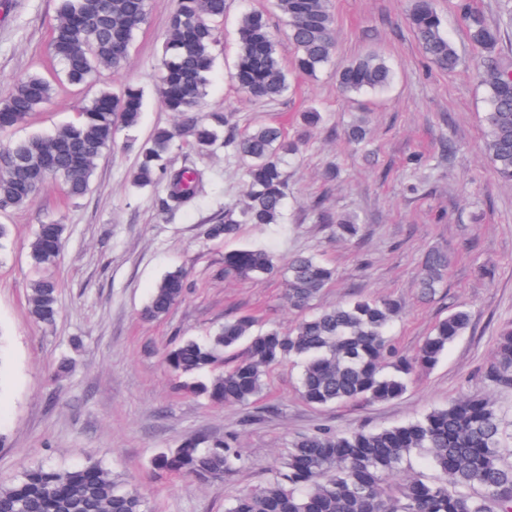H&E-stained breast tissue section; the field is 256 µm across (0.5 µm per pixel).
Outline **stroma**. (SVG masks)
<instances>
[{
    "label": "stroma",
    "instance_id": "stroma-1",
    "mask_svg": "<svg viewBox=\"0 0 512 512\" xmlns=\"http://www.w3.org/2000/svg\"><path fill=\"white\" fill-rule=\"evenodd\" d=\"M335 17L336 52L316 76H295L274 102L244 97L229 78L241 15L269 12L276 28L284 21L271 0H227L218 28L216 64L209 76L205 112H229L237 130L258 123L283 126L300 146L285 164L286 220L242 225L231 241L208 238L206 224L245 192L244 168L223 144L201 152L185 145L171 155L174 167L200 170L203 183L192 206L179 215L163 211L156 189H136V150L159 126L171 125L157 94L163 42L175 0H149V18L136 32L126 65L100 75L98 85L144 89L140 125L117 134L114 147L97 159L90 191L67 199L57 183L45 186L35 203L0 217L10 230L0 252V483L44 464L67 468L93 458L122 486L138 489L151 512H224L225 500L264 484L293 440L321 428L347 432L407 423L461 396L489 392L512 424V387L488 388L483 375L498 338L512 329V183L502 182L484 154L482 117L487 89L473 66L474 51L459 21V0H433L464 65L448 74L425 59L407 21L408 0H329ZM56 0H0V99L18 76L52 73L49 23ZM369 51L394 71L382 91L342 94L336 71ZM93 90L57 83L51 103L27 124L0 133L2 141L48 134L75 121ZM323 120L310 127L303 111ZM367 117L372 161H364L346 137ZM457 151L444 156L442 142ZM420 155L435 170L416 194L406 191L409 158ZM339 164L335 182L324 168ZM321 201L332 214H354L361 232L337 238L334 225L317 222L309 208ZM67 227L53 269L60 283L61 314L53 327L36 324L28 312L32 277L28 247L38 224ZM262 248L279 265L297 253L315 256L336 271L316 308L355 296L387 298L403 314L393 328L401 354H413L435 323L457 307L469 308L470 328L432 369L414 377L402 397L384 403L351 402L315 408L298 392L299 368L284 362L270 370L264 391L246 405H222L190 395L164 361L181 337L208 336L225 317L241 312L262 326L289 330L302 313L284 297L281 274L258 278L225 275L224 255ZM432 248L452 258L447 280L435 298L422 300L418 278ZM186 271L189 290L169 313L144 319L141 310L166 271ZM69 360V374L57 375ZM234 435L244 457L223 480L200 483L157 479L151 461L162 449L203 435Z\"/></svg>",
    "mask_w": 512,
    "mask_h": 512
}]
</instances>
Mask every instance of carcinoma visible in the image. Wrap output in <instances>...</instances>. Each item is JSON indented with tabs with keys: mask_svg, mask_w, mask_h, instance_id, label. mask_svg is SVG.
<instances>
[{
	"mask_svg": "<svg viewBox=\"0 0 512 512\" xmlns=\"http://www.w3.org/2000/svg\"><path fill=\"white\" fill-rule=\"evenodd\" d=\"M286 22L295 49L293 71L314 76L335 53V19L328 0H273ZM225 0H176L165 37L158 93L176 121L154 129L139 147L133 176L138 188L163 187L160 205L174 215L197 197L201 173L174 168L170 155L181 142L206 150L224 138V149L244 163L246 200L224 209L208 225L211 239L235 237L242 224L267 226L285 221V156L299 144L273 125L258 123L243 133L230 126L226 113H203L207 76L213 68L216 24L224 20ZM148 0H57L50 22V55L73 86L117 70L129 55L134 33L148 19ZM460 20L477 51L489 108L484 116L485 151L497 177L512 183V70L501 66V29L468 3L459 5ZM408 20L424 56L442 71L453 72L462 58L442 28L433 0H409ZM231 78L247 96L272 101L290 86L293 71L278 54V38L267 15L249 11L239 22ZM393 70L378 53H368L336 72L345 93L383 90ZM55 79L40 73L17 78L11 94L0 100V130L25 124L54 94ZM144 91L128 85L116 93L100 89L77 119L51 135H32L0 146V213L32 205L50 180L72 200L90 189L98 157L111 148L117 130L138 126ZM317 219L336 224V236L352 239L361 225L354 217L332 218L314 206ZM66 225H38L29 243L36 276L29 283L31 318L49 328L59 315L58 288L51 269L65 242ZM451 263L448 252L431 249L423 257L418 288L425 298L442 287ZM224 271L240 277L277 271L263 249H239L224 255ZM292 307L312 305L334 278L335 269L313 256L297 254L283 270ZM186 274L168 271L153 289L143 315L159 319L182 300ZM402 306L387 299L352 298L304 317L294 328L253 331L257 319L240 315L224 320L203 340L187 338L166 354L168 367L183 378L188 392L219 404L245 405L260 395L263 378L275 365L300 364V396L325 407L365 400L383 402L402 396L412 376L435 365L448 345L469 326L470 314L458 309L439 321L410 357L399 354L391 331ZM490 387L512 386V328L498 339L484 374ZM502 419L486 393H473L435 408L408 423L369 430L320 429L295 439L281 469L265 484L224 504V512H512V462L504 463ZM427 458L437 476L414 473L411 456ZM243 461L229 437L189 438L152 460L156 477L219 480ZM0 512H149L136 489L121 487L112 471L89 461L70 468L39 465L9 485H0Z\"/></svg>",
	"mask_w": 512,
	"mask_h": 512,
	"instance_id": "cac0c4a2",
	"label": "carcinoma"
}]
</instances>
